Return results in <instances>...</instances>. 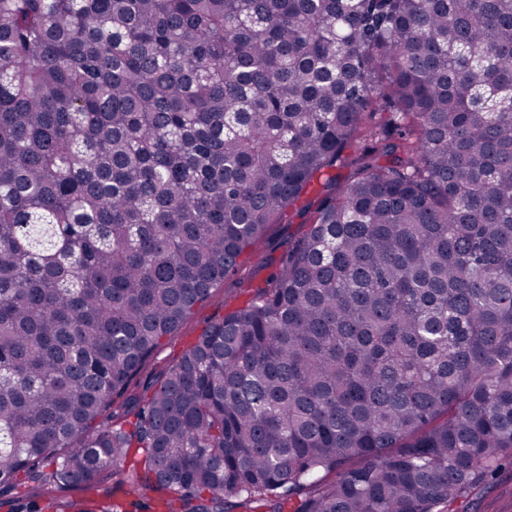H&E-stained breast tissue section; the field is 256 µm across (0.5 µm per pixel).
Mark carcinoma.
<instances>
[{
	"label": "carcinoma",
	"instance_id": "carcinoma-1",
	"mask_svg": "<svg viewBox=\"0 0 512 512\" xmlns=\"http://www.w3.org/2000/svg\"><path fill=\"white\" fill-rule=\"evenodd\" d=\"M316 184L266 285L112 412ZM505 460L512 0H0V486L39 485L27 512L128 466L152 512H438Z\"/></svg>",
	"mask_w": 512,
	"mask_h": 512
}]
</instances>
